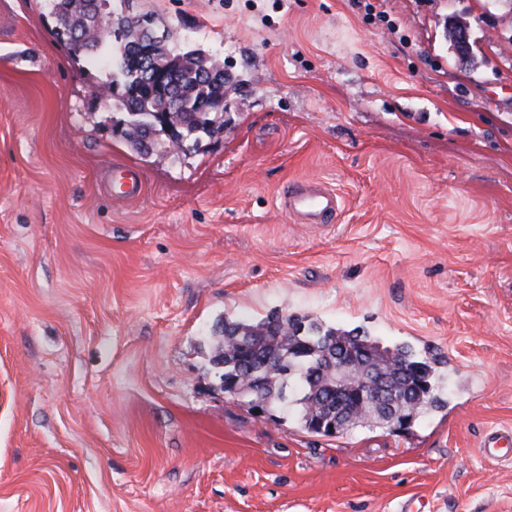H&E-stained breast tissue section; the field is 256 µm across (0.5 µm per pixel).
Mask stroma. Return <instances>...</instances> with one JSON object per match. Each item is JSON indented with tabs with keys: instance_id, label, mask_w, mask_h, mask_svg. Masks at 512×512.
<instances>
[{
	"instance_id": "obj_1",
	"label": "stroma",
	"mask_w": 512,
	"mask_h": 512,
	"mask_svg": "<svg viewBox=\"0 0 512 512\" xmlns=\"http://www.w3.org/2000/svg\"><path fill=\"white\" fill-rule=\"evenodd\" d=\"M129 12L223 61V131L137 152L45 0H0V512H512L479 451L512 429V0ZM294 182L335 223L290 214ZM274 313L436 359L447 407L332 436L257 412L209 330ZM120 182L125 189L119 198L122 200H131L139 197L144 191V183L140 177L126 166L112 169V180ZM283 204L304 224H329L336 217L338 201L333 190L324 185L288 186Z\"/></svg>"
}]
</instances>
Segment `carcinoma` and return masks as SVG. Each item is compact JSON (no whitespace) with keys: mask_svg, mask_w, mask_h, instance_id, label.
<instances>
[{"mask_svg":"<svg viewBox=\"0 0 512 512\" xmlns=\"http://www.w3.org/2000/svg\"><path fill=\"white\" fill-rule=\"evenodd\" d=\"M56 10L68 24L55 31L58 39L69 44L77 57L95 63L107 57L108 71L117 76L121 88H136L139 79L136 58L140 52L145 29L152 25L147 16H124L110 7L112 0H52ZM108 19L114 17L119 24L111 34L98 39L88 26L95 15ZM157 56L178 68L177 82L190 111L179 120L185 128L184 141L179 151L188 143L197 142L199 134L220 131L224 120L215 112H198V108L215 92L202 73L208 70L224 71L211 54L195 49L179 51L164 40L154 46ZM137 113L131 120L132 127L125 139L139 152L142 139L151 135L150 145H155L161 127L150 125V116L156 110L157 100L147 92H139L134 99ZM210 337L214 346L210 363L218 369L221 389L228 394H245L271 406L281 404L283 394H288L290 408L302 426L309 432L321 433L320 422L327 419L325 403L344 404L356 416L349 430L370 427L372 422L359 418L367 407L358 394L371 387L367 374L351 372L347 384L339 383L336 365L343 362L372 361L382 374L394 378L404 370L416 374L411 384L401 382L399 390L408 404L409 420H414L429 410L445 406V400L437 392L431 364L404 346L392 349L380 346L356 330H344L326 325L316 319L304 321L288 315L270 316L258 321L222 318L211 327Z\"/></svg>","mask_w":512,"mask_h":512,"instance_id":"cac0c4a2","label":"carcinoma"}]
</instances>
